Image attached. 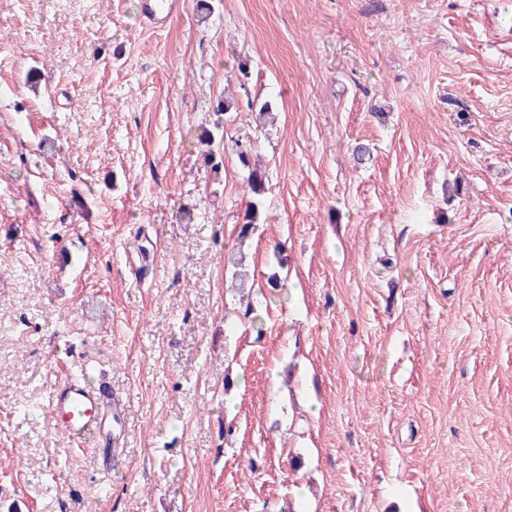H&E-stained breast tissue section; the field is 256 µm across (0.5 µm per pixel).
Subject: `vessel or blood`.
Listing matches in <instances>:
<instances>
[{"label": "vessel or blood", "mask_w": 512, "mask_h": 512, "mask_svg": "<svg viewBox=\"0 0 512 512\" xmlns=\"http://www.w3.org/2000/svg\"><path fill=\"white\" fill-rule=\"evenodd\" d=\"M181 6L180 0H143L142 15L151 25L167 21ZM48 407L62 433L71 443L87 438L106 439L113 427H124L125 407L112 398V390L89 378L60 377L49 397Z\"/></svg>", "instance_id": "1"}]
</instances>
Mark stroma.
<instances>
[{
  "label": "stroma",
  "instance_id": "35a3bbf8",
  "mask_svg": "<svg viewBox=\"0 0 512 512\" xmlns=\"http://www.w3.org/2000/svg\"><path fill=\"white\" fill-rule=\"evenodd\" d=\"M208 3L0 0V512H512V0ZM143 19L158 26L167 21L181 6L177 0H143ZM235 145L239 162L246 171L245 183L248 192H250L251 197L254 199L246 209L242 222H239L238 237L243 239L251 235L254 228L253 225L257 224L258 204L256 200L261 197L265 190V171L253 159V149L250 142L237 141ZM48 407L61 432L72 444L89 437L107 439L110 427L120 428L114 443L125 435V406L112 399L111 388L96 386L85 374L80 380L72 375L61 376L50 394Z\"/></svg>",
  "mask_w": 512,
  "mask_h": 512
}]
</instances>
